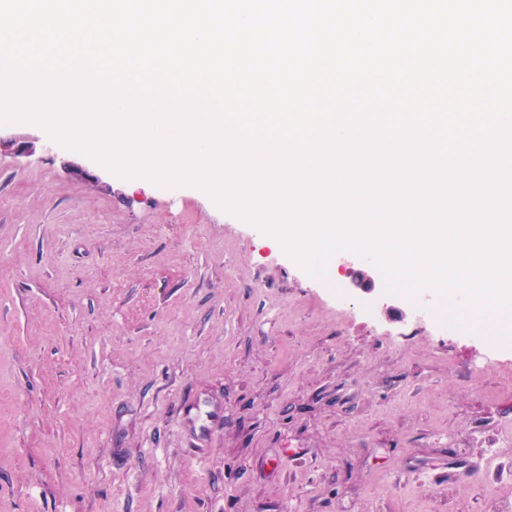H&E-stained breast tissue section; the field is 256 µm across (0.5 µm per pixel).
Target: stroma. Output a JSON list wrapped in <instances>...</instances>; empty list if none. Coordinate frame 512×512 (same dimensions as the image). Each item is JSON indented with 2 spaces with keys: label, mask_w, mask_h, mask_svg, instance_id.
Returning a JSON list of instances; mask_svg holds the SVG:
<instances>
[{
  "label": "stroma",
  "mask_w": 512,
  "mask_h": 512,
  "mask_svg": "<svg viewBox=\"0 0 512 512\" xmlns=\"http://www.w3.org/2000/svg\"><path fill=\"white\" fill-rule=\"evenodd\" d=\"M0 512H487L512 348L310 277L202 189L0 125Z\"/></svg>",
  "instance_id": "1"
}]
</instances>
